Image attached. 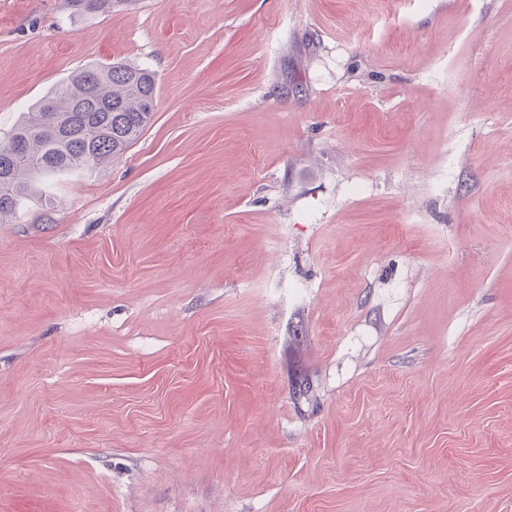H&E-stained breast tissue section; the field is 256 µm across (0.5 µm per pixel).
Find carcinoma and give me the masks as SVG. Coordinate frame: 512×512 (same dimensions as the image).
<instances>
[{"mask_svg":"<svg viewBox=\"0 0 512 512\" xmlns=\"http://www.w3.org/2000/svg\"><path fill=\"white\" fill-rule=\"evenodd\" d=\"M135 0H63L74 14L102 15ZM156 82L147 67L83 68L57 84L0 138V217L30 197L36 182L119 159L153 117Z\"/></svg>","mask_w":512,"mask_h":512,"instance_id":"1","label":"carcinoma"}]
</instances>
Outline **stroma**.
Returning <instances> with one entry per match:
<instances>
[{
  "mask_svg": "<svg viewBox=\"0 0 512 512\" xmlns=\"http://www.w3.org/2000/svg\"><path fill=\"white\" fill-rule=\"evenodd\" d=\"M112 62L0 222V512H512V0H0V136ZM136 0H63L64 7L80 15H102L114 9L127 7ZM155 94L151 69L120 63L92 65L57 84L0 138V218L36 182L123 156L150 124Z\"/></svg>",
  "mask_w": 512,
  "mask_h": 512,
  "instance_id": "1",
  "label": "stroma"
}]
</instances>
